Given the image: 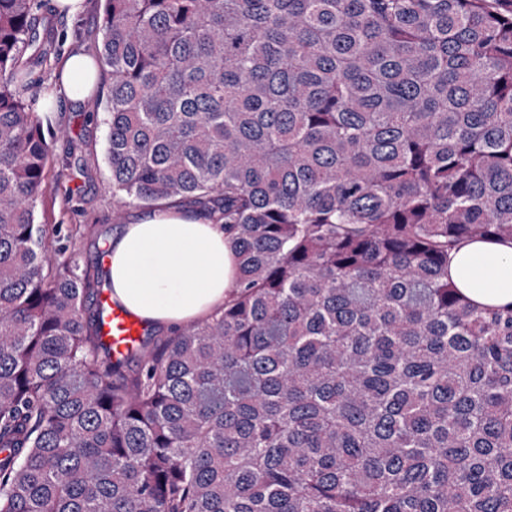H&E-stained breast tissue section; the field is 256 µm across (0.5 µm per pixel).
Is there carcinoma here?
Here are the masks:
<instances>
[{"mask_svg": "<svg viewBox=\"0 0 512 512\" xmlns=\"http://www.w3.org/2000/svg\"><path fill=\"white\" fill-rule=\"evenodd\" d=\"M130 206L222 224L224 310L123 359L36 208L54 38L0 0V512H512V0H105ZM448 275L478 304L498 307L512 303V241L463 244L450 254Z\"/></svg>", "mask_w": 512, "mask_h": 512, "instance_id": "obj_1", "label": "carcinoma"}]
</instances>
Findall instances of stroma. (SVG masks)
I'll return each mask as SVG.
<instances>
[{"label": "stroma", "mask_w": 512, "mask_h": 512, "mask_svg": "<svg viewBox=\"0 0 512 512\" xmlns=\"http://www.w3.org/2000/svg\"><path fill=\"white\" fill-rule=\"evenodd\" d=\"M78 20L56 14V56L73 51L95 53L101 43L103 0H85ZM59 79L45 65L40 97L53 100L49 123L53 129L48 175L51 188L40 202L36 220L57 227L56 246L76 273L92 271L108 280L102 263L103 242L123 230L113 221L110 173L105 160L108 127L105 113L88 115L58 93Z\"/></svg>", "instance_id": "obj_1"}]
</instances>
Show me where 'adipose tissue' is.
Masks as SVG:
<instances>
[{"label": "adipose tissue", "mask_w": 512, "mask_h": 512, "mask_svg": "<svg viewBox=\"0 0 512 512\" xmlns=\"http://www.w3.org/2000/svg\"><path fill=\"white\" fill-rule=\"evenodd\" d=\"M112 298L144 321L182 325L224 307L235 281V250L223 225L189 212L139 216L112 241ZM448 274L485 306L512 303V241L473 240L453 251Z\"/></svg>", "instance_id": "adipose-tissue-1"}]
</instances>
